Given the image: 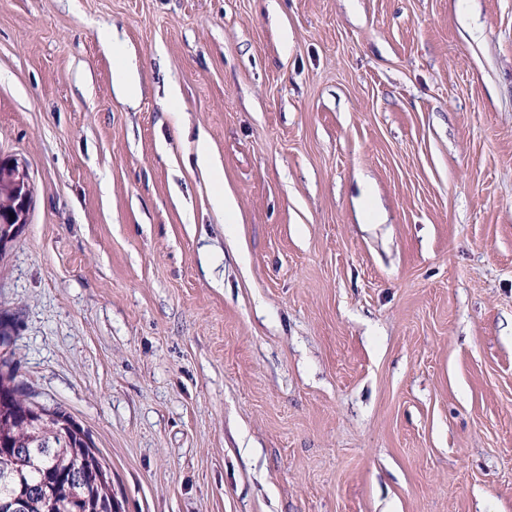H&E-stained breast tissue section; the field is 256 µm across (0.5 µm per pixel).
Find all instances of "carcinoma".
<instances>
[{
	"label": "carcinoma",
	"instance_id": "1",
	"mask_svg": "<svg viewBox=\"0 0 512 512\" xmlns=\"http://www.w3.org/2000/svg\"><path fill=\"white\" fill-rule=\"evenodd\" d=\"M60 407H49L35 399L16 382V370L0 359V501L18 494L27 498L25 512H89L88 476L75 484L73 478L77 449L97 460L107 481L96 492L101 509L112 495V476L100 451L85 447L76 432L60 426ZM25 448L43 457L40 469L32 470L19 455Z\"/></svg>",
	"mask_w": 512,
	"mask_h": 512
}]
</instances>
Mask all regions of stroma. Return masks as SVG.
<instances>
[{"label":"stroma","instance_id":"obj_1","mask_svg":"<svg viewBox=\"0 0 512 512\" xmlns=\"http://www.w3.org/2000/svg\"><path fill=\"white\" fill-rule=\"evenodd\" d=\"M0 155L121 512H512V0H0ZM112 80L115 86L128 98L133 99L137 90V79L134 73L116 58L115 67L112 71ZM31 187L22 178L19 164L12 158H0V212H6L10 217V229L13 224H27L31 209Z\"/></svg>","mask_w":512,"mask_h":512}]
</instances>
